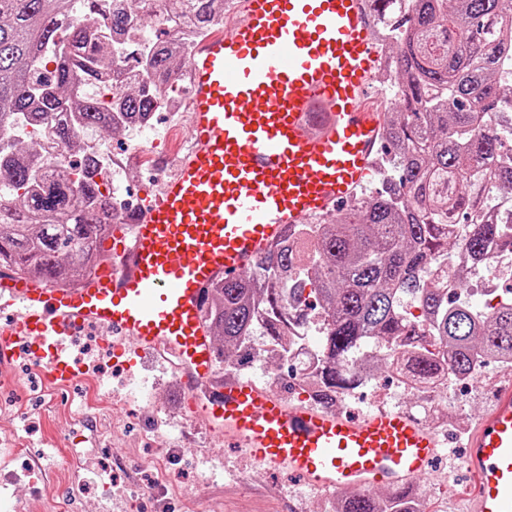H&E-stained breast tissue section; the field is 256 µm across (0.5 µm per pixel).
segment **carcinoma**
I'll list each match as a JSON object with an SVG mask.
<instances>
[{
	"instance_id": "cac0c4a2",
	"label": "carcinoma",
	"mask_w": 512,
	"mask_h": 512,
	"mask_svg": "<svg viewBox=\"0 0 512 512\" xmlns=\"http://www.w3.org/2000/svg\"><path fill=\"white\" fill-rule=\"evenodd\" d=\"M0 0V265L76 286L98 266L118 216L113 191L96 181L97 153L84 140L148 127L190 41L224 17V0ZM378 39L392 45L385 72L398 75L404 111L386 121V176L360 208L299 224L273 257L245 277L216 284L207 324L223 342L224 370L255 336L288 354L295 322L314 299L320 340L310 355L319 406L358 385L355 359L370 340L402 354L413 389L448 371L468 378L482 361L512 364V298L488 319L448 296L467 264L512 250L494 220L512 193V5L508 0H369ZM55 67L44 66L46 58ZM112 70V100L88 92ZM53 129L82 164L58 167L19 127ZM65 253L67 262L58 260ZM421 310L418 321L403 308ZM413 489L350 493L336 512H421Z\"/></svg>"
}]
</instances>
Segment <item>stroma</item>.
Returning a JSON list of instances; mask_svg holds the SVG:
<instances>
[{
	"mask_svg": "<svg viewBox=\"0 0 512 512\" xmlns=\"http://www.w3.org/2000/svg\"><path fill=\"white\" fill-rule=\"evenodd\" d=\"M185 128L173 121L160 129L159 142L124 165L119 190L151 185L154 157L182 148ZM512 368L490 359L469 390L460 392L463 414L446 428L456 445L445 460L418 482L426 512H466V501H449L444 491L449 468L460 465V443L488 402L489 388ZM238 377L273 381L284 399L298 393L288 367L256 358ZM100 396L111 399L118 423L109 446L81 417L84 384L58 391L41 384L21 398L25 411L14 420L13 439L29 448L27 458L10 461L0 453V512H44L49 495L64 491L68 512H333L329 496L318 497L285 472H260L237 448L224 447L188 424L183 400L168 362L149 360L99 377ZM164 473L154 476V460Z\"/></svg>",
	"mask_w": 512,
	"mask_h": 512,
	"instance_id": "obj_1",
	"label": "stroma"
}]
</instances>
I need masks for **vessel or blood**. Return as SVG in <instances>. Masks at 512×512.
Segmentation results:
<instances>
[{
  "label": "vessel or blood",
  "mask_w": 512,
  "mask_h": 512,
  "mask_svg": "<svg viewBox=\"0 0 512 512\" xmlns=\"http://www.w3.org/2000/svg\"><path fill=\"white\" fill-rule=\"evenodd\" d=\"M220 29L187 63L186 147L156 160L176 176L141 194L79 286L0 266V360L27 347L57 390L82 381L69 343L103 331L114 358L173 359L186 418L225 446L310 489L409 488L443 458L438 432L402 410L360 416L290 402L247 378L220 379L209 291L242 277L290 227L335 218L377 173L386 140L385 49L365 0H226ZM449 499L512 512V376L496 380Z\"/></svg>",
  "instance_id": "b4317fda"
}]
</instances>
